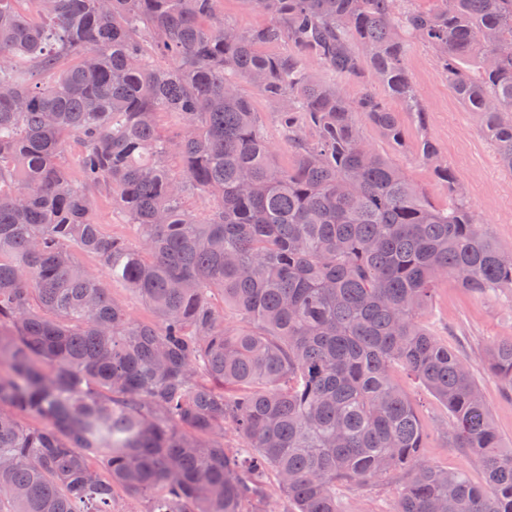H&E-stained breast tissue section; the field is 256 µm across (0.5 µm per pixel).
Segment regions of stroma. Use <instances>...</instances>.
I'll list each match as a JSON object with an SVG mask.
<instances>
[{
  "label": "stroma",
  "instance_id": "obj_1",
  "mask_svg": "<svg viewBox=\"0 0 512 512\" xmlns=\"http://www.w3.org/2000/svg\"><path fill=\"white\" fill-rule=\"evenodd\" d=\"M405 63L407 76L426 110L425 125H418L411 113L393 101L389 107L398 115L404 133L402 143H391L377 126L366 120L361 123L363 139L403 169L429 203L442 207L448 203V191L433 167L417 153L421 135L431 137L441 163L447 164L460 180L472 210L484 220L488 234L512 249V174L500 167L479 115L452 93L447 77L426 44L409 39ZM246 93L274 149L275 163L292 167L295 156L274 105L255 88H247ZM418 320L446 340L450 349L468 359L502 443L511 447L512 391L505 389L491 371L487 354L494 344L512 337V300L504 296H481L444 279L438 283L431 304ZM397 380L415 402L429 432L423 460L442 469L465 472L473 482H483L482 467L462 449L449 447L447 440L440 437V430L449 425L445 408L407 376L398 375ZM400 484L399 477L389 476L361 487L342 489L343 512H392Z\"/></svg>",
  "mask_w": 512,
  "mask_h": 512
}]
</instances>
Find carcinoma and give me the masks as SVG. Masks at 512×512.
<instances>
[{"label":"carcinoma","instance_id":"obj_1","mask_svg":"<svg viewBox=\"0 0 512 512\" xmlns=\"http://www.w3.org/2000/svg\"><path fill=\"white\" fill-rule=\"evenodd\" d=\"M217 2L0 0V512H124L119 490L145 512H259L267 469L292 512H340L336 489L394 473V512H512V448L467 360L417 322L441 278L512 292V251L427 135L445 208L363 141L364 117L401 143L395 113L308 71L367 73L423 127L414 35L512 173V53L498 54L512 0H245L269 23L232 35ZM282 40L295 51H262ZM244 82L275 105L293 167L274 162ZM161 112L182 127L177 172ZM190 184L214 200L201 220L183 209ZM100 195L135 244L94 223ZM214 290L243 328H224ZM489 365L512 390V339ZM396 368L447 409L449 447L477 458L483 483L424 462ZM227 426L241 446L224 445Z\"/></svg>","mask_w":512,"mask_h":512}]
</instances>
